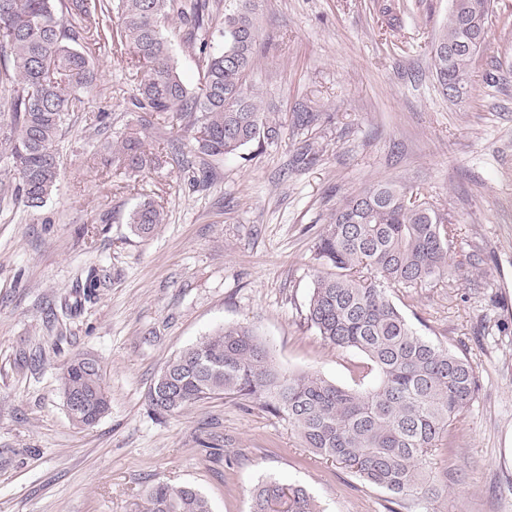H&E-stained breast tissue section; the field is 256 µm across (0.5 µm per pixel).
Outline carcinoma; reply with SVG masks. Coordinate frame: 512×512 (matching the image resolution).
I'll return each mask as SVG.
<instances>
[{"label": "carcinoma", "mask_w": 512, "mask_h": 512, "mask_svg": "<svg viewBox=\"0 0 512 512\" xmlns=\"http://www.w3.org/2000/svg\"><path fill=\"white\" fill-rule=\"evenodd\" d=\"M261 0H234L224 8L223 48L210 51L205 28L209 0H0V53L9 61L7 106L0 113V161L12 172V196L28 210L42 208L59 174L58 143L71 113L84 108L96 81L94 54L101 41L127 48L142 75L135 129L112 141L109 162L132 177L176 164L187 156H157L146 148L148 131L175 113L196 129L195 153L235 155L249 145H276L281 125L266 112L251 83L258 46L255 24ZM494 0H449L448 16L434 37L432 68L443 94L469 93L471 65L486 45ZM178 17L184 42L198 50L203 81L192 94L184 85L164 33ZM115 26V35L109 34ZM323 113L302 105L292 112L296 137L322 126ZM412 188L373 182L342 196L315 244V275L305 320L324 343L363 358L356 378L339 386L317 373L288 375L247 324L227 325L171 358L149 388L156 418L172 417L215 397L285 416L305 447L331 458L397 504L438 497L448 484L426 457L452 447V426L476 400V367L464 355L419 334L390 294L439 281L458 265L457 220L429 202L407 199ZM165 220L150 200L129 214L138 236ZM63 399L80 396L70 415L89 425L109 409L100 363L78 354L58 377ZM139 512H211L191 484L159 481L144 490ZM252 512H321L301 487L261 482Z\"/></svg>", "instance_id": "1"}]
</instances>
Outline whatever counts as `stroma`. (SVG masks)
Wrapping results in <instances>:
<instances>
[{
    "mask_svg": "<svg viewBox=\"0 0 512 512\" xmlns=\"http://www.w3.org/2000/svg\"><path fill=\"white\" fill-rule=\"evenodd\" d=\"M495 12L457 103L430 59L448 0H264L252 79L281 125L301 102L326 113L311 134L317 159L296 165L286 132L274 146L206 158L200 185L171 165L134 178L106 165L104 143L135 124L140 77L128 53L100 49L47 204L30 211L5 193L0 162V512H138L157 481L196 486L211 512H251L267 479L306 488L324 512H512V27L500 23L512 0ZM165 33L197 92L202 70L179 19ZM192 137L167 115L148 144L186 152ZM376 181L452 212L474 259L399 292L413 328L466 355L480 384L451 454L432 460L448 471L447 494L402 507L259 406L214 398L158 421L145 405L171 357L232 323L251 324L282 372L351 384L361 355L326 345L305 313L337 198ZM147 199L165 222L141 238L127 219ZM78 352L100 361L109 390L90 426L71 421L58 386Z\"/></svg>",
    "mask_w": 512,
    "mask_h": 512,
    "instance_id": "stroma-1",
    "label": "stroma"
}]
</instances>
